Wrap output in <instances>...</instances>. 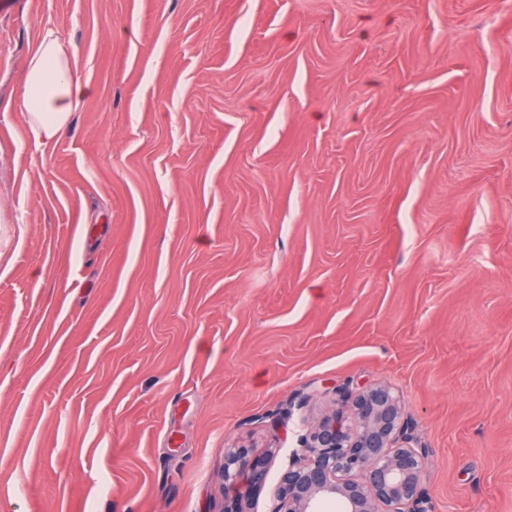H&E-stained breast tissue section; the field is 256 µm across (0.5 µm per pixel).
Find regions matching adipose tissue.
<instances>
[{
    "label": "adipose tissue",
    "mask_w": 512,
    "mask_h": 512,
    "mask_svg": "<svg viewBox=\"0 0 512 512\" xmlns=\"http://www.w3.org/2000/svg\"><path fill=\"white\" fill-rule=\"evenodd\" d=\"M76 68L69 44L56 30L43 31L32 51L19 106L36 149L52 146L79 104L94 92L89 82L75 77Z\"/></svg>",
    "instance_id": "obj_1"
}]
</instances>
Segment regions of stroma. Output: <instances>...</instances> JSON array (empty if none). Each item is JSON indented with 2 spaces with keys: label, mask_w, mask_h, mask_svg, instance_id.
<instances>
[{
  "label": "stroma",
  "mask_w": 512,
  "mask_h": 512,
  "mask_svg": "<svg viewBox=\"0 0 512 512\" xmlns=\"http://www.w3.org/2000/svg\"><path fill=\"white\" fill-rule=\"evenodd\" d=\"M95 85L0 112V512H224L385 384L429 512H512V0H0ZM76 68L69 44L56 30L43 31L32 51L19 106L37 150L55 143L79 104L94 92L89 82L74 76ZM268 458H251L246 448H231L227 451L224 470L220 478L226 495L225 512H248L250 509L240 495L239 488L246 484L261 487L270 472Z\"/></svg>",
  "instance_id": "1"
}]
</instances>
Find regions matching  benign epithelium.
I'll return each instance as SVG.
<instances>
[{
	"label": "benign epithelium",
	"instance_id": "7a95c632",
	"mask_svg": "<svg viewBox=\"0 0 512 512\" xmlns=\"http://www.w3.org/2000/svg\"><path fill=\"white\" fill-rule=\"evenodd\" d=\"M269 472V459L229 449L220 474L225 512H249L239 488L263 486ZM424 473L425 452L413 446L398 397L383 384L365 387L300 437L271 512H426Z\"/></svg>",
	"mask_w": 512,
	"mask_h": 512
}]
</instances>
